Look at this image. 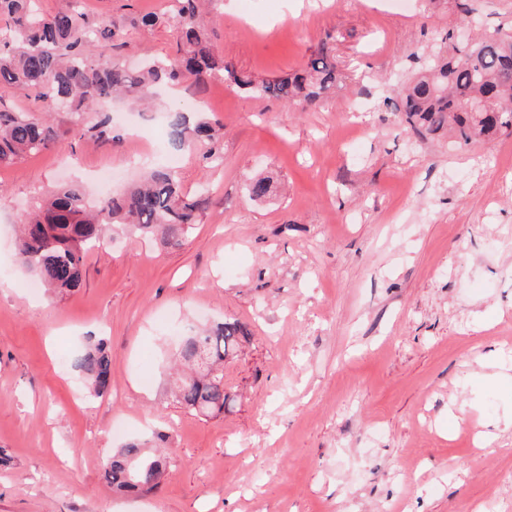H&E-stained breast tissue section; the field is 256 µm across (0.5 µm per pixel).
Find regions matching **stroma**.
<instances>
[{
	"instance_id": "1",
	"label": "stroma",
	"mask_w": 512,
	"mask_h": 512,
	"mask_svg": "<svg viewBox=\"0 0 512 512\" xmlns=\"http://www.w3.org/2000/svg\"><path fill=\"white\" fill-rule=\"evenodd\" d=\"M80 3L111 21L114 62L175 56L171 0ZM205 18L237 71L275 79L324 45L344 80L307 110L185 80L159 111L108 105L111 143L61 113V146L0 168V512H512V135L424 140L395 110L452 49L457 0H207ZM186 97L224 125L217 168L168 147ZM168 163L208 200L186 244L118 233L77 292L33 286L16 226L48 190L81 181L92 205L97 170L121 193ZM224 319L248 331L232 402L189 413L164 395L168 345ZM91 335L112 355L100 397L59 365ZM143 434L174 466L114 493L106 457Z\"/></svg>"
}]
</instances>
